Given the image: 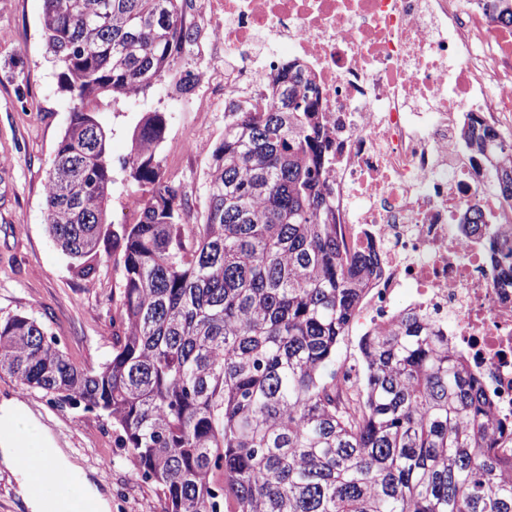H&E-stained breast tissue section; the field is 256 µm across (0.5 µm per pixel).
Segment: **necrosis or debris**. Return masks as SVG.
Masks as SVG:
<instances>
[{
    "label": "necrosis or debris",
    "instance_id": "necrosis-or-debris-1",
    "mask_svg": "<svg viewBox=\"0 0 512 512\" xmlns=\"http://www.w3.org/2000/svg\"><path fill=\"white\" fill-rule=\"evenodd\" d=\"M223 19L212 43L235 64L196 73V111L218 100L265 106L285 52L319 89L334 155L325 178L336 233L378 272L356 310L361 331L396 324L402 308L448 328L493 400L489 443L512 463V203L461 128L512 130V27L480 0H206ZM480 209L485 225L460 228Z\"/></svg>",
    "mask_w": 512,
    "mask_h": 512
}]
</instances>
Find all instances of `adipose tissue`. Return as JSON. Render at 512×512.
Here are the masks:
<instances>
[{"label":"adipose tissue","instance_id":"ef3b65f1","mask_svg":"<svg viewBox=\"0 0 512 512\" xmlns=\"http://www.w3.org/2000/svg\"><path fill=\"white\" fill-rule=\"evenodd\" d=\"M50 449L47 459L50 471L62 472L75 478V486L52 485L41 495L28 498L31 512H69L71 503L82 497L89 500L95 512H112V502L97 482L89 479L70 457L58 448L48 427L22 402L16 399L0 401V464L16 468L20 444Z\"/></svg>","mask_w":512,"mask_h":512}]
</instances>
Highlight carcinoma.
<instances>
[{
  "label": "carcinoma",
  "mask_w": 512,
  "mask_h": 512,
  "mask_svg": "<svg viewBox=\"0 0 512 512\" xmlns=\"http://www.w3.org/2000/svg\"><path fill=\"white\" fill-rule=\"evenodd\" d=\"M187 0H46V53L71 120L47 174L45 221L93 283L100 248L123 254V335L77 366L29 315L0 318V373L55 404L105 416L162 492L164 512H512V469L486 443L492 400L443 325L405 309L360 336L361 376L336 349L375 267L347 257L323 177L331 139L320 96L292 60L261 112L224 113L206 201L164 179L166 113L144 112L125 161L148 194L138 223L103 228L113 183L90 104L175 77L199 38ZM512 200V139L466 125Z\"/></svg>",
  "instance_id": "1"
}]
</instances>
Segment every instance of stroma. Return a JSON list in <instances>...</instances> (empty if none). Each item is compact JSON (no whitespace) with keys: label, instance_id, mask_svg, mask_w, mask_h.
<instances>
[{"label":"stroma","instance_id":"stroma-1","mask_svg":"<svg viewBox=\"0 0 512 512\" xmlns=\"http://www.w3.org/2000/svg\"><path fill=\"white\" fill-rule=\"evenodd\" d=\"M45 0H0V28L12 37L0 41V317H34L78 366H96L112 352L121 330L115 303L122 286L117 256L100 253L94 283L76 272L74 261L52 241L44 223L47 170L70 121V103L60 92L56 69L45 53L41 27ZM190 92L168 78L140 101L97 99L93 108L109 138L112 194L106 223L112 229L138 223L139 211L127 209L134 185L122 162L130 154L132 134L148 108L169 112L161 147L165 179L178 186L194 213L205 203L208 154L182 150L183 139L201 134L208 144L224 135V109L197 112ZM182 101L172 111V101ZM17 398L39 413L61 447L70 449L84 470L112 499V512H163V497L138 477L118 430L99 413L50 403L38 391L21 389L15 378L0 374V400Z\"/></svg>","mask_w":512,"mask_h":512}]
</instances>
